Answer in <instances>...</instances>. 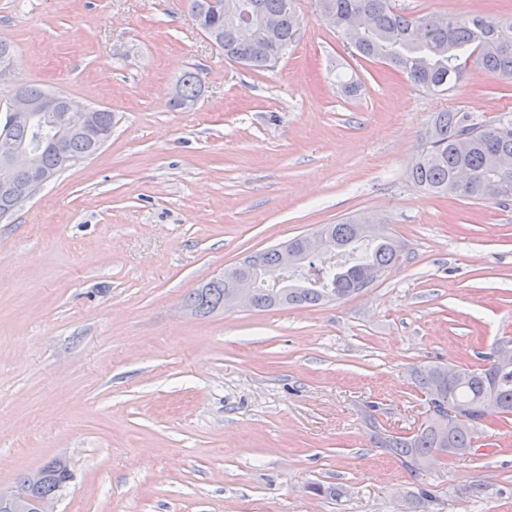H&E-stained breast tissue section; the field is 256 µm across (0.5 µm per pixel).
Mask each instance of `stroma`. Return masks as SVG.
<instances>
[{
  "label": "stroma",
  "instance_id": "stroma-1",
  "mask_svg": "<svg viewBox=\"0 0 512 512\" xmlns=\"http://www.w3.org/2000/svg\"><path fill=\"white\" fill-rule=\"evenodd\" d=\"M395 3L512 15V0ZM299 10L284 59L256 72L206 42L186 0H0V112L35 84L115 118L0 221V493L62 457L73 479L51 512H512V432L419 476L375 438L419 420L414 367L512 339V203L408 177L434 113L512 117V82L472 67L448 93L417 90L347 49L315 0ZM191 68L201 97L172 109ZM367 213L402 256L360 293L186 311L246 257Z\"/></svg>",
  "mask_w": 512,
  "mask_h": 512
}]
</instances>
